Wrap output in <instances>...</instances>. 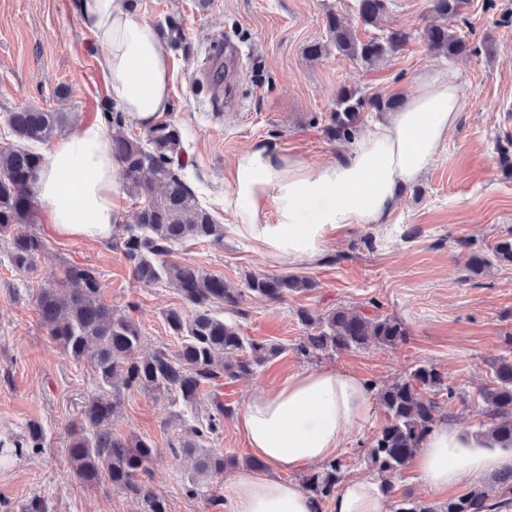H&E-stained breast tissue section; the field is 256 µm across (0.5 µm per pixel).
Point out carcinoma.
Masks as SVG:
<instances>
[{"label":"carcinoma","instance_id":"cac0c4a2","mask_svg":"<svg viewBox=\"0 0 512 512\" xmlns=\"http://www.w3.org/2000/svg\"><path fill=\"white\" fill-rule=\"evenodd\" d=\"M429 2L430 12L443 18L458 16L464 4V0ZM387 3L357 0L360 21L373 24ZM326 28L328 42L310 44L309 56L319 57L332 46L365 67L403 52L413 39L410 32L394 30L381 38L360 41L334 12L326 14ZM163 36L170 48L191 53L178 18H168ZM422 37L428 52L436 56L450 59L478 53L465 36L445 25L426 27ZM398 107L399 101L393 97L367 95L344 85L336 94L323 131L330 141L348 143L357 134L363 112H391ZM100 119L112 129V154L122 164L128 195L140 203L136 223L121 225L112 245L122 251L136 281L171 284L191 306L188 312H166L179 347L136 355L142 342L140 327L105 302L101 275L90 265H66L57 278L36 289L35 306L47 336L73 359L87 361L99 381V393L85 406L80 429L68 449L73 473L90 488L109 486L140 500L142 512H169L167 500L143 479L158 448L144 438H125L112 431L121 390L175 394L192 408L202 387L224 377L256 373L280 355L283 347L245 340L236 324L216 316L212 308L232 311L247 292L280 301L290 293L311 291L315 283L296 274L251 273L244 288H231L224 278L192 262L171 261L175 247L188 241L224 247V225L200 203L187 180L190 160L185 157L183 131L172 121H160L142 136H129L124 113L111 102L103 107ZM7 122L17 142L0 147V241L11 267L28 275L44 242L36 234L16 232L14 227L35 223L33 185L43 157L34 151V145L75 127L78 117L72 112L24 107L8 113ZM495 262L512 265V234L496 241L487 252L471 251L467 267L478 275ZM296 316L303 336L294 350L304 357L332 356L371 343L392 347L410 336L407 326L395 316L370 317L342 306L323 313L300 308ZM508 343L510 348L493 358V378L479 391L477 403L479 435H489L506 446L512 445V336ZM376 396L386 423L364 451V462L383 478L389 492L391 478L409 465L439 418L448 414L454 401L464 404L466 398L441 371L427 365H417L383 384ZM230 414L231 409L223 403H213L210 411L187 427L190 437L171 445L175 455L196 457L195 474L201 478L214 479L228 465L224 457L206 452L203 442L219 432ZM343 480V463L334 459L303 475L301 487L320 505L336 497ZM495 483L498 495L494 499L483 489L473 488L440 506L406 499L396 512H512V466L499 471Z\"/></svg>","mask_w":512,"mask_h":512}]
</instances>
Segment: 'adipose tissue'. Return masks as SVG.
<instances>
[{
  "instance_id": "obj_1",
  "label": "adipose tissue",
  "mask_w": 512,
  "mask_h": 512,
  "mask_svg": "<svg viewBox=\"0 0 512 512\" xmlns=\"http://www.w3.org/2000/svg\"><path fill=\"white\" fill-rule=\"evenodd\" d=\"M75 10L101 50L109 98L129 122L151 128L170 109L172 83L169 53L156 30L129 0H75ZM461 99L456 70L425 72L401 109L376 122L345 155L308 165L273 140L241 150L224 193L229 231L288 265L319 260L336 236L356 226L393 232L390 219L402 189L419 180L446 145ZM120 168L112 132L101 122H80L56 141L34 186L54 229L111 239L126 215ZM372 412L369 384L332 368L302 369L273 391L255 392L238 426L271 473L233 477L225 486L231 512H316L315 501L281 473L335 459L346 431L367 424ZM509 463L512 451L445 421L426 436L416 459L423 480L435 488ZM333 512H384L380 479L345 482Z\"/></svg>"
}]
</instances>
